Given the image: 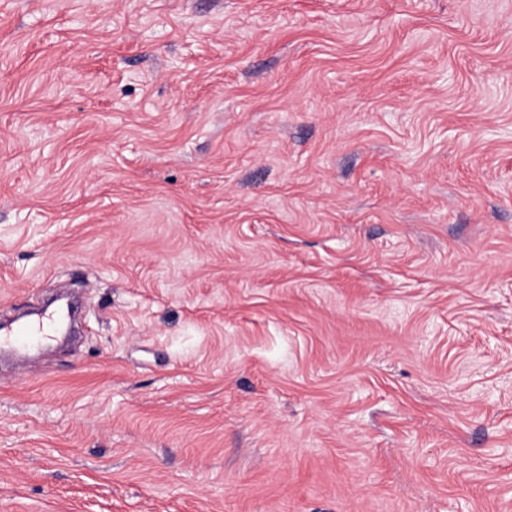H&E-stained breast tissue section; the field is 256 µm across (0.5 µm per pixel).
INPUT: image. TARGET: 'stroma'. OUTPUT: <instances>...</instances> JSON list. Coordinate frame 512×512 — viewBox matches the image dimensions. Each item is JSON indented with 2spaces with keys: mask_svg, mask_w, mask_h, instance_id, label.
Segmentation results:
<instances>
[{
  "mask_svg": "<svg viewBox=\"0 0 512 512\" xmlns=\"http://www.w3.org/2000/svg\"><path fill=\"white\" fill-rule=\"evenodd\" d=\"M0 512H512V0H0ZM51 328V323H49L46 328L44 327V323L41 325H33L29 327L18 326L14 329L6 331L3 335L0 334V345L3 342H11L17 348L25 347L30 340L40 338L41 336H46V331Z\"/></svg>",
  "mask_w": 512,
  "mask_h": 512,
  "instance_id": "1",
  "label": "stroma"
}]
</instances>
